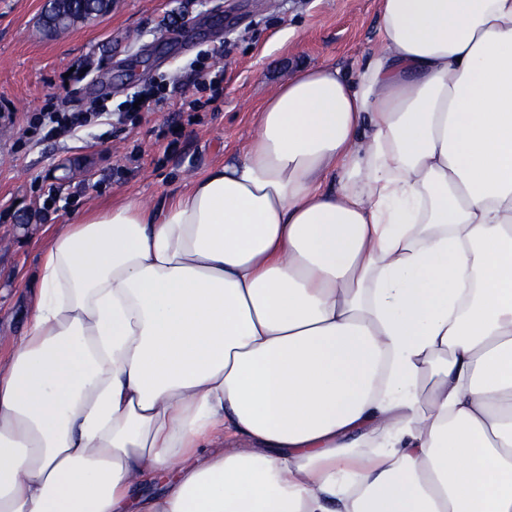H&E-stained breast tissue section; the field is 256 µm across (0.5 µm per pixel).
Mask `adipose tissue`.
<instances>
[{
    "label": "adipose tissue",
    "mask_w": 512,
    "mask_h": 512,
    "mask_svg": "<svg viewBox=\"0 0 512 512\" xmlns=\"http://www.w3.org/2000/svg\"><path fill=\"white\" fill-rule=\"evenodd\" d=\"M257 124L46 241L0 512H512V0H380Z\"/></svg>",
    "instance_id": "obj_1"
}]
</instances>
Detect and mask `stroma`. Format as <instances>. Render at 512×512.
Returning a JSON list of instances; mask_svg holds the SVG:
<instances>
[{
  "label": "stroma",
  "mask_w": 512,
  "mask_h": 512,
  "mask_svg": "<svg viewBox=\"0 0 512 512\" xmlns=\"http://www.w3.org/2000/svg\"><path fill=\"white\" fill-rule=\"evenodd\" d=\"M48 0H0V362L22 336L46 238L128 197L153 205L241 155L256 111L299 70L356 71L377 43L378 0H112L110 13L56 34ZM209 60L220 97L186 79ZM154 90L126 125L112 111ZM203 107L180 111L183 100ZM91 118L34 128L50 107Z\"/></svg>",
  "instance_id": "obj_1"
}]
</instances>
